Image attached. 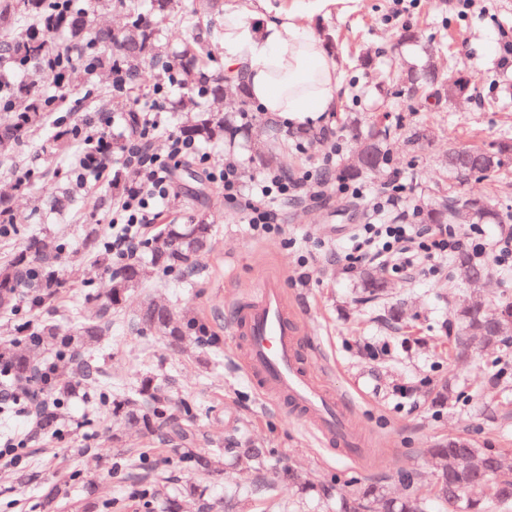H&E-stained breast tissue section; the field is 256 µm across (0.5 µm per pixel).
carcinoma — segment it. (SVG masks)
<instances>
[{
    "label": "carcinoma",
    "mask_w": 512,
    "mask_h": 512,
    "mask_svg": "<svg viewBox=\"0 0 512 512\" xmlns=\"http://www.w3.org/2000/svg\"><path fill=\"white\" fill-rule=\"evenodd\" d=\"M105 7L120 10L125 18L118 30L96 26L88 13L74 9L62 17V30L67 40L58 44L48 39L42 31L45 17L55 12L53 0H0V59L17 65L40 66L47 56L63 57L72 62V73L89 75L81 68L82 59L95 54L97 67L113 66L129 77L127 87L145 85L153 80L152 68L161 61V51L150 14L178 16V0H150V13L142 12L139 0H97ZM213 50L209 41L196 37L182 44L172 58L178 68L182 86L200 98L197 117L182 125L179 132L186 138L200 143L216 142L233 132L230 116L212 108V104L224 99L226 77L210 72ZM396 80L409 85L420 97H429L443 90L448 77L434 66L422 68L408 66L396 76ZM55 110V101L32 93L27 85L15 88L12 105L0 110V162H8L22 138L32 129L41 126L47 113ZM407 132V143L415 145L426 137L419 125L404 127L400 118L375 119L373 128L365 137L361 148L370 154L376 168L390 165L387 141L397 131ZM460 155L456 147H448L445 167L453 178L492 177L502 168L497 159L489 163L485 149L478 146L464 147ZM259 162L267 169L288 170V162L279 152L269 148L259 155ZM366 173L362 160L348 158L338 169V178L353 181ZM458 197L451 195L438 207L419 206L418 217L426 224H457L462 227L479 224H508L512 222V208L487 207L478 200L468 202L469 214L462 217L456 209ZM15 232L20 217L11 199L0 196V223ZM211 224L203 219L190 224H167L145 242L143 251L147 263L136 261L121 268L112 267V253L105 250L104 233L90 225L86 234L89 249L101 257V270L108 275L110 288L95 297L86 309L79 326L71 331L57 324H43L34 330L30 339H22L5 351L12 366L7 382L27 381L34 373L36 360L52 351L58 362L69 360L72 352H83L85 347L97 342L106 330L112 308L122 304L127 295L138 287L150 270L160 268L168 273L183 274L196 257L207 247L211 237ZM66 256V248L58 241L47 242L38 236L27 238L23 250L12 260L0 264V308L13 306L21 289L29 287L33 277H38L42 291L31 296L34 307L44 305L58 290L64 287L57 264ZM488 268L477 264L466 252H459L453 259V274L462 281L480 278ZM70 278L88 287L94 283L95 273L86 269L78 260H70ZM486 301L478 297L466 299L458 312L459 331L456 345L463 349H478L489 345L508 348L512 337V300L505 297L496 304L495 316L486 313ZM141 335H159L168 339L174 350L181 347L191 323L181 326L172 311L153 299L145 300L134 324ZM103 409L120 420L124 429L140 434L159 431L160 425L171 419L170 400L166 389L155 377L141 379L137 388L122 396L111 398L104 392ZM230 454L239 471L257 474L270 458V449L227 448L216 449L208 454L187 453L179 456L175 464L191 470H209L221 456ZM433 469L431 499L419 497L413 490V477L404 476L407 493L399 498L385 497L375 483H365L356 494H347L330 486H314L301 483V488L316 492L322 500L336 499V512H430L435 505L442 512H506L512 507V455L497 448H476L465 437L456 436L430 450Z\"/></svg>",
    "instance_id": "1"
}]
</instances>
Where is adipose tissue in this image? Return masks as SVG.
Listing matches in <instances>:
<instances>
[{
    "label": "adipose tissue",
    "mask_w": 512,
    "mask_h": 512,
    "mask_svg": "<svg viewBox=\"0 0 512 512\" xmlns=\"http://www.w3.org/2000/svg\"><path fill=\"white\" fill-rule=\"evenodd\" d=\"M217 34L225 70L269 118L313 126L331 111L339 67L305 17L290 14L256 25L228 11Z\"/></svg>",
    "instance_id": "adipose-tissue-1"
}]
</instances>
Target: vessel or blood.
<instances>
[{
	"instance_id": "b4317fda",
	"label": "vessel or blood",
	"mask_w": 512,
	"mask_h": 512,
	"mask_svg": "<svg viewBox=\"0 0 512 512\" xmlns=\"http://www.w3.org/2000/svg\"><path fill=\"white\" fill-rule=\"evenodd\" d=\"M230 327L236 339L235 355L264 399L286 405L320 445L349 457H363L348 401L310 373L300 357L302 313L279 274L264 275L253 295L236 303Z\"/></svg>"
}]
</instances>
